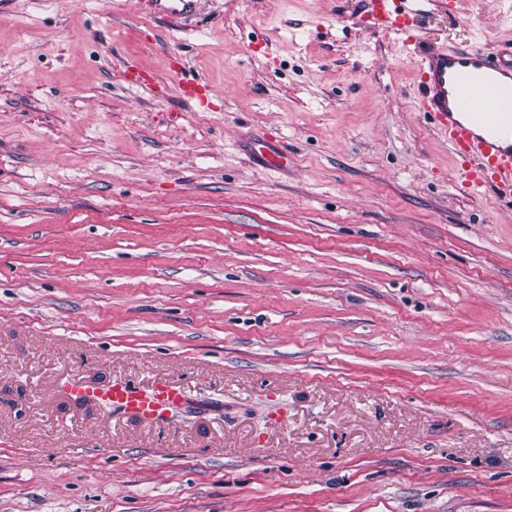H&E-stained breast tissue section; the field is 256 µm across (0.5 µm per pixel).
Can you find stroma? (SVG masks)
<instances>
[{
	"instance_id": "obj_1",
	"label": "stroma",
	"mask_w": 512,
	"mask_h": 512,
	"mask_svg": "<svg viewBox=\"0 0 512 512\" xmlns=\"http://www.w3.org/2000/svg\"><path fill=\"white\" fill-rule=\"evenodd\" d=\"M415 35L510 43L512 0ZM417 93L365 0H0V512H512V204ZM148 9L145 15L160 14L165 17H185L194 13L200 0H148ZM70 391L76 399L96 400L112 409L139 413L147 418L159 417L172 406L186 400L181 391L164 379H157L152 388L146 391L122 380H115L104 388H93L74 377Z\"/></svg>"
}]
</instances>
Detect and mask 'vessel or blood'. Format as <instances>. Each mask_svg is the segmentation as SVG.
<instances>
[{"label": "vessel or blood", "instance_id": "b4317fda", "mask_svg": "<svg viewBox=\"0 0 512 512\" xmlns=\"http://www.w3.org/2000/svg\"><path fill=\"white\" fill-rule=\"evenodd\" d=\"M200 0H148L151 13L165 17L193 14ZM371 14L403 45L413 42L412 27L420 12L406 0H369ZM419 97L416 109L430 116L458 159L459 179L468 189H482L495 199L512 201V58L501 49H431L416 63ZM75 398L138 413L161 416L185 396L167 381L140 390L116 380L103 388L72 379Z\"/></svg>", "mask_w": 512, "mask_h": 512}]
</instances>
